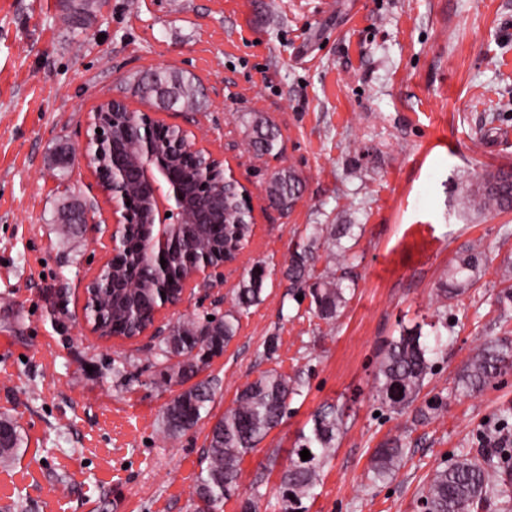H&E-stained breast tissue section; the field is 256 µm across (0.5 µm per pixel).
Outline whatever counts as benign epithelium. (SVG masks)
I'll return each mask as SVG.
<instances>
[{"label": "benign epithelium", "instance_id": "obj_1", "mask_svg": "<svg viewBox=\"0 0 512 512\" xmlns=\"http://www.w3.org/2000/svg\"><path fill=\"white\" fill-rule=\"evenodd\" d=\"M174 129L118 98L87 113L83 150L108 215L87 224L107 255L84 285L85 310L100 293L116 291L119 279L131 271L150 279L156 293L168 292L169 265L160 260L168 262L183 251L191 231L224 224V180L239 179L226 173L223 158L192 143L183 127L174 144L161 149L167 131ZM237 262L203 257L182 280V293L224 287L226 270ZM176 306L159 299L152 322L135 338L154 335L161 312Z\"/></svg>", "mask_w": 512, "mask_h": 512}]
</instances>
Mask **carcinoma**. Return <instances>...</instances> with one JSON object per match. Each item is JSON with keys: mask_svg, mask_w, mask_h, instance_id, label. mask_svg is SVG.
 <instances>
[{"mask_svg": "<svg viewBox=\"0 0 512 512\" xmlns=\"http://www.w3.org/2000/svg\"><path fill=\"white\" fill-rule=\"evenodd\" d=\"M138 88L159 109L194 107L200 104L202 91L195 78L176 70H150L140 75ZM249 147L258 156L270 155L278 142V134L269 125L258 122L250 134ZM303 180L288 167L278 170L267 182L266 195L272 205L289 211L300 197ZM242 187L224 188V237L206 233L194 239L192 248L208 251L213 257H233L249 244L251 228L238 223L243 208ZM469 207L478 211H512V168L500 166L487 170L466 187ZM351 224H317L308 243L292 253L286 271L289 291L311 298L310 313L327 322L336 320L354 294V281L345 267L347 249L341 240L351 235ZM326 234L327 256L323 270L316 269L320 260L317 236ZM486 259L479 246L471 245L459 253L448 269V283L438 289L442 304L465 294L481 279ZM271 271L265 266L251 269L234 290V304L214 320L190 319L169 327L154 346L155 356L181 380L203 371L212 358L236 336L240 320L251 307L262 301L265 283ZM148 307L139 312H122L112 323L102 322V334L111 330L124 335L136 327L151 323ZM444 342L440 331L433 341L422 334L421 326L402 329L399 336L386 343L378 355L372 398L394 414H401L418 400L425 381L435 367ZM512 369V339L487 336L459 371L454 391L471 396L488 383ZM305 382L298 374L289 376L276 370L261 373L247 383L236 397L234 406L212 425L207 435L200 472L191 501L206 499L212 512H221L224 498L235 492L240 477V464L245 455L257 450L268 434L288 415V405L303 395ZM214 387L200 381L178 394L165 408L163 421L172 434L185 433L209 414ZM0 423L8 431L0 443V459L17 457L22 449V435L13 419L0 415ZM344 414L334 405H325L310 418L308 431L295 442V449L284 469L279 487L280 512H307L306 501L314 496L320 473L336 452V444L344 433ZM307 449L311 458L304 461L300 451ZM406 449L398 439L386 441L375 449L370 459L369 475L373 482L391 479L401 466ZM512 448L480 450L445 467L435 470L422 488L423 512H470L477 503L497 501L501 512H512Z\"/></svg>", "mask_w": 512, "mask_h": 512, "instance_id": "obj_1", "label": "carcinoma"}]
</instances>
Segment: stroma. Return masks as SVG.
Listing matches in <instances>:
<instances>
[{"instance_id": "obj_1", "label": "stroma", "mask_w": 512, "mask_h": 512, "mask_svg": "<svg viewBox=\"0 0 512 512\" xmlns=\"http://www.w3.org/2000/svg\"><path fill=\"white\" fill-rule=\"evenodd\" d=\"M167 68L203 89L199 111L152 108L134 77ZM187 129L253 192L255 233L221 296L197 291L164 310L168 326L223 314L253 263L273 274L223 355L203 371L211 414L165 431L181 390L153 341L102 338L82 322L83 288L103 259L74 218L98 190L82 149L88 112L107 97ZM272 124L277 156L246 147ZM512 165V0H0V414L16 420L21 454L0 463V512H189L206 436L259 372L302 374L287 417L241 463L240 512H279L280 473L312 413L343 407L345 432L309 512H419L434 470L474 454L512 408V371L470 397L458 371L481 337L512 331L497 297L512 272V212L469 209L464 188ZM304 179L288 212L264 191L274 171ZM314 224H356L348 244L355 292L326 323L288 294L296 243ZM479 243L485 272L440 306L456 255ZM448 314V348L415 407L372 399L378 354L402 327ZM274 351H267L268 340ZM439 415L419 418L434 396ZM398 438L407 459L386 482L367 471Z\"/></svg>"}]
</instances>
